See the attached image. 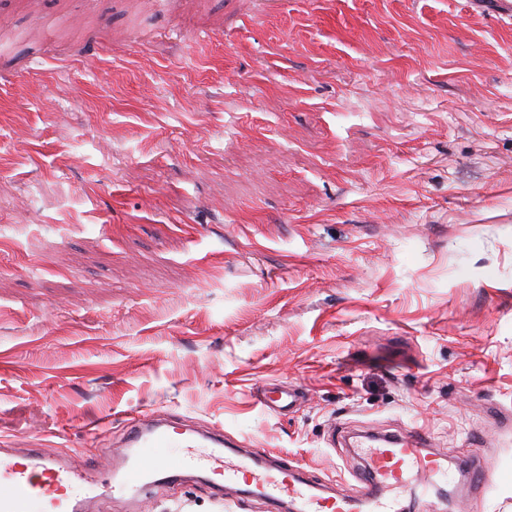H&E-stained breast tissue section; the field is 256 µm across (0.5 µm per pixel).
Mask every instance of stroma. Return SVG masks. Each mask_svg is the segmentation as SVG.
I'll list each match as a JSON object with an SVG mask.
<instances>
[{
	"instance_id": "1",
	"label": "stroma",
	"mask_w": 512,
	"mask_h": 512,
	"mask_svg": "<svg viewBox=\"0 0 512 512\" xmlns=\"http://www.w3.org/2000/svg\"><path fill=\"white\" fill-rule=\"evenodd\" d=\"M153 412L352 495L345 436L422 432L451 469L403 512H512V17L0 0V448ZM102 509L271 512L190 472ZM301 394L294 386L268 382L261 386L256 401L265 409L281 413L290 410L301 398Z\"/></svg>"
}]
</instances>
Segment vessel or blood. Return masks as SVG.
Listing matches in <instances>:
<instances>
[{
  "instance_id": "obj_1",
  "label": "vessel or blood",
  "mask_w": 512,
  "mask_h": 512,
  "mask_svg": "<svg viewBox=\"0 0 512 512\" xmlns=\"http://www.w3.org/2000/svg\"><path fill=\"white\" fill-rule=\"evenodd\" d=\"M300 397L294 386L268 382L261 386L256 401L281 413ZM429 445L423 433L369 445L360 496L326 497L285 460L252 468L227 456L223 427L204 430L188 421L143 416L129 420L117 448L103 452L93 463L80 454L63 457L41 448L0 450V512H86L92 499L137 494L149 485L161 459L172 449L181 466L205 473L219 497L227 486L243 479L251 482L274 512L288 502L300 505L302 512H399L392 488L412 479L427 489L444 472L439 459L429 453Z\"/></svg>"
}]
</instances>
